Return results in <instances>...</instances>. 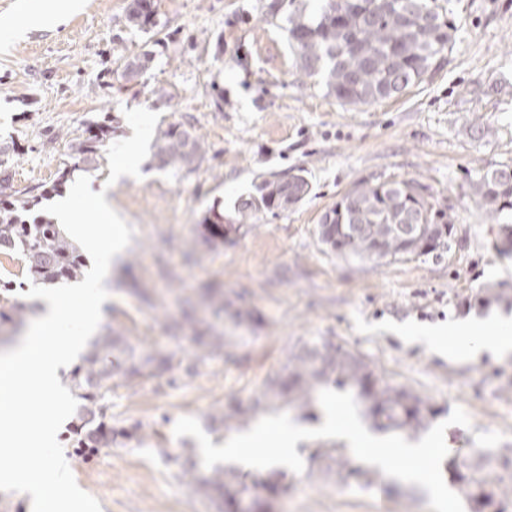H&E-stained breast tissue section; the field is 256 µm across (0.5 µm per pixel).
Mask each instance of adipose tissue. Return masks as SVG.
Listing matches in <instances>:
<instances>
[{"mask_svg":"<svg viewBox=\"0 0 512 512\" xmlns=\"http://www.w3.org/2000/svg\"><path fill=\"white\" fill-rule=\"evenodd\" d=\"M82 6V0H31L27 24L33 28L57 27ZM437 353L461 361L477 359L487 351L497 357L512 354V321L496 317L490 320L459 322L447 335H433Z\"/></svg>","mask_w":512,"mask_h":512,"instance_id":"1","label":"adipose tissue"}]
</instances>
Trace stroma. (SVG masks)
Segmentation results:
<instances>
[{"label":"stroma","instance_id":"stroma-1","mask_svg":"<svg viewBox=\"0 0 512 512\" xmlns=\"http://www.w3.org/2000/svg\"><path fill=\"white\" fill-rule=\"evenodd\" d=\"M269 2L159 0L157 25L144 31L126 21L131 0H85L56 28L20 39L0 29V181L26 201V223L51 221V187L79 163L86 128L103 116L115 142L132 134L124 109L142 107L159 113L158 129L180 125L207 149L193 172L150 155L140 178L110 186L109 203L134 234L112 267L98 331L194 358L184 313L211 284L224 291L223 310H195L223 334L224 350L193 376L115 381L109 415L142 425L147 438L89 459L65 449L75 480L102 512H215L174 477L183 450L198 446L174 437L175 422L195 417L223 445L258 417L213 430L210 415L259 396L301 344L329 341L380 383L432 406L434 423L462 406L471 425L448 426L449 458L491 475L497 498L512 503V355L460 363L408 335L496 313L512 318V252H501L499 232L512 214H492L471 187L479 173L512 168V0H436L456 25L452 50L403 94L357 106L300 72L287 23L269 15ZM144 52L153 62L126 80V60ZM296 173L311 183L300 204L241 221L240 198L270 175ZM393 180L414 181L445 213L454 226L449 251L362 262L319 241L322 215L346 192ZM214 207L238 227L229 239L210 235L204 218ZM300 454L302 473L241 474L248 484L277 483L272 512H431L418 486L358 461L341 440L307 441Z\"/></svg>","mask_w":512,"mask_h":512}]
</instances>
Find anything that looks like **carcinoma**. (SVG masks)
I'll list each match as a JSON object with an SVG mask.
<instances>
[{
	"instance_id": "obj_1",
	"label": "carcinoma",
	"mask_w": 512,
	"mask_h": 512,
	"mask_svg": "<svg viewBox=\"0 0 512 512\" xmlns=\"http://www.w3.org/2000/svg\"><path fill=\"white\" fill-rule=\"evenodd\" d=\"M273 17L285 13L288 41L301 69L309 76L320 75L336 99L349 104L369 103L401 95L420 82L434 62L453 42L454 25L441 18L434 0H320L314 12L295 6V0H271ZM343 15H336L337 10ZM158 10L145 9L133 0L127 21L145 31L157 25ZM152 62L145 53L127 61V79H136ZM112 126L96 124L81 149V162L93 166ZM155 157L163 166L192 171L204 158L205 143L177 125L161 132L155 143ZM282 177L263 180L258 194L238 201L242 219L259 212H275L281 193ZM475 194L495 213L512 211V182H500L486 172L473 184ZM411 180L387 184L361 183L350 197L336 202L331 211L336 223L348 233L346 253L360 260H376L398 255L428 256L435 252L428 229L416 227L410 238L403 237L398 225L404 221H424L444 238L453 234L454 225L436 223L437 212L425 200H414ZM13 203L0 199V254L17 259L29 279L42 284L77 281L84 277L85 264L74 243L55 224H25ZM24 304L4 299L0 304V334L17 331L24 323ZM195 341L214 355L224 350V337L210 335L199 323ZM205 356L185 360L175 352H138L123 337L110 333L97 336L72 373V387L78 403L73 414V447L85 454L142 441V426L112 423L105 401L118 377L132 383L144 376H162L183 371L192 376ZM331 380L338 387H351L369 402L373 420L393 429L420 430L434 416V410L421 398L402 387L379 385L362 359L333 344L304 345L288 360L287 374L273 379L251 405H231L210 417L218 429L230 419L241 418L270 397L288 406L306 408L313 380ZM452 471L474 502L478 492L494 484L487 474L466 473L457 466ZM177 477L189 482L217 505V512H239L240 497L248 486L231 469H215L202 474L192 458L180 465Z\"/></svg>"
}]
</instances>
